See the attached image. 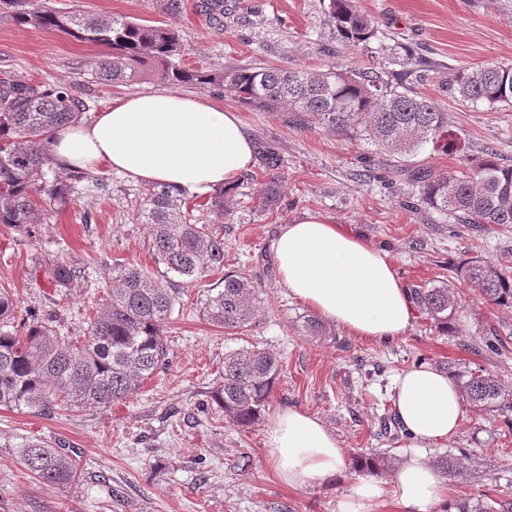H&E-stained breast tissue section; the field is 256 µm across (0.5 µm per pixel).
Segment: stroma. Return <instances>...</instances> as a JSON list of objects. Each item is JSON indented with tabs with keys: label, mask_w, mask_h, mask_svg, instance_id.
Here are the masks:
<instances>
[{
	"label": "stroma",
	"mask_w": 512,
	"mask_h": 512,
	"mask_svg": "<svg viewBox=\"0 0 512 512\" xmlns=\"http://www.w3.org/2000/svg\"><path fill=\"white\" fill-rule=\"evenodd\" d=\"M34 2L176 25L183 42L179 63L186 69L341 65L398 74L411 91L447 109L469 154L490 148L512 164V108L464 101L449 85L454 70L466 65L512 66V0H356L384 38L355 47L337 41L328 0H224L220 23L202 0ZM397 43L405 52L391 54ZM103 52L0 18V71L33 82L72 83L91 112L116 98L166 89L150 72L128 85L97 82L86 63ZM183 92L236 112L255 146L274 145L284 159L280 173L287 188L277 207L258 208L255 195L270 174L254 166L224 220V268L258 283L262 313L236 333L210 325L202 300L220 280L211 275L182 293L166 327L169 361L137 395L102 410L51 416L0 409V512H338L356 477L352 458L388 453L376 474L387 484L414 449L393 411L397 374L417 363L445 372L480 366L512 391V308L491 305L463 284L464 315L453 333L439 331L418 312L391 342L360 339L331 322L326 336H305L299 325L309 309L279 283L273 250L280 225L319 213L388 253L409 288L448 279L453 266L476 255L512 266V225L451 224L432 209L408 208L415 188L393 157L375 156L373 169L363 172L366 147L312 117L265 112L210 87L189 85ZM96 174L105 184L103 195L89 206L47 212L37 237L23 241L0 228V283L11 286L17 316L32 308L54 312L61 331L71 336L82 335L88 317L106 303L113 268L131 263L158 269L149 227L139 217L146 185L104 166ZM87 210L88 223L82 218ZM56 258L88 267L87 292L66 298L55 290L42 268ZM492 329L506 341V351L486 350ZM248 342L280 357L282 371L259 422L241 428L208 400L225 352ZM286 408L319 417L336 434L347 458L339 476L299 488L278 478L266 431ZM31 438L66 442L75 452L78 478L62 486L31 477L18 459L20 445ZM445 452L467 455L462 476L444 481L449 498L485 493L512 500L511 419L465 407L457 434L425 454L431 461ZM116 487L124 492L118 505L112 501Z\"/></svg>",
	"instance_id": "35a3bbf8"
}]
</instances>
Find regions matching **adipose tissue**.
I'll list each match as a JSON object with an SVG mask.
<instances>
[{
    "mask_svg": "<svg viewBox=\"0 0 512 512\" xmlns=\"http://www.w3.org/2000/svg\"><path fill=\"white\" fill-rule=\"evenodd\" d=\"M51 148L68 167L104 164L200 197L236 184L254 164L252 139L236 113L173 90L113 100L91 122L58 131ZM274 256L281 285L352 335L387 341L409 328L414 304L392 259L330 218L307 212L281 225ZM393 407L420 446L396 468L394 495L404 512H433L446 488L423 450L454 436L463 415L459 389L448 373L417 365L396 377ZM267 445L278 477L291 487L332 478L345 462L335 433L295 408L271 421Z\"/></svg>",
    "mask_w": 512,
    "mask_h": 512,
    "instance_id": "1",
    "label": "adipose tissue"
}]
</instances>
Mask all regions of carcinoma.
Returning <instances> with one entry per match:
<instances>
[{
  "label": "carcinoma",
  "instance_id": "obj_1",
  "mask_svg": "<svg viewBox=\"0 0 512 512\" xmlns=\"http://www.w3.org/2000/svg\"><path fill=\"white\" fill-rule=\"evenodd\" d=\"M23 0H0V14L16 25L61 33L107 49L87 62L105 85L132 81L147 63L159 66L162 80L173 85L228 88L244 103L267 112H304L323 128L364 143L375 153L398 157L417 188L413 208L426 207L454 224L512 225V165L492 149L469 156L458 147L448 112L431 96L409 94L373 68L321 69L238 67L184 69L175 62L182 52L179 30L127 16L90 17L47 6L24 8ZM329 23L336 38L356 46L378 30L354 0H329ZM450 86L471 103L512 104V67L459 68ZM89 110L80 91L66 83L31 82L0 73V226L34 237L46 209L71 207L83 194L95 197L101 179L88 170L60 166L51 139L61 128L80 123ZM430 147L459 157L460 169L435 177L412 162ZM267 171L281 158L267 146L260 157ZM284 188L272 177L258 194L262 209L276 206ZM216 221L202 224L185 193L154 185L143 198L140 217L150 225L154 260L165 268L156 275L135 265L112 269L108 302L89 319L83 336H62L54 317L33 309L18 322L11 288L0 284V408L29 409L50 416L58 411L104 409L137 394L166 365L164 327L179 299V289L198 285L224 268V217L231 214V189L219 187L206 201ZM46 275L63 296L88 287L86 268L54 260ZM480 290L491 304L512 308V277L502 265L474 256L438 285L410 289L415 304L443 330H454L463 314L456 283ZM260 290L247 274L224 273L223 287L208 294L203 315L228 330L247 327L260 310ZM276 354L257 345L224 354L212 399L238 427L260 420L280 374ZM462 398L486 413L512 412L502 384L483 369L456 378ZM19 459L36 480L68 485L77 475L70 449L38 438L19 448ZM384 457L357 456L354 468L374 472ZM443 476L463 473L462 463L444 453L436 458ZM448 512H512V501L478 496L456 501Z\"/></svg>",
  "mask_w": 512,
  "mask_h": 512
}]
</instances>
